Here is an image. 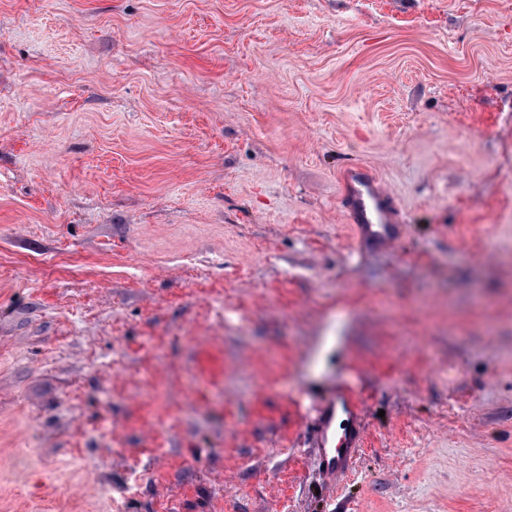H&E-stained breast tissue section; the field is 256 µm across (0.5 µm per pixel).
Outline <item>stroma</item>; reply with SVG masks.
<instances>
[{
  "label": "stroma",
  "mask_w": 512,
  "mask_h": 512,
  "mask_svg": "<svg viewBox=\"0 0 512 512\" xmlns=\"http://www.w3.org/2000/svg\"><path fill=\"white\" fill-rule=\"evenodd\" d=\"M325 507L512 512V0H0V512ZM341 203L358 239L395 242L402 219L394 197L364 165H351L343 173ZM364 441L357 396L349 387L339 388L320 405L315 419L318 469L332 486L351 472Z\"/></svg>",
  "instance_id": "stroma-1"
}]
</instances>
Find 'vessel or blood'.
<instances>
[{
    "instance_id": "1",
    "label": "vessel or blood",
    "mask_w": 512,
    "mask_h": 512,
    "mask_svg": "<svg viewBox=\"0 0 512 512\" xmlns=\"http://www.w3.org/2000/svg\"><path fill=\"white\" fill-rule=\"evenodd\" d=\"M341 203L360 241L393 243L402 219L394 197L371 170L356 164L343 173ZM365 428L355 392L336 390L317 410L314 446L318 469L329 483L343 480L354 467L364 445Z\"/></svg>"
}]
</instances>
